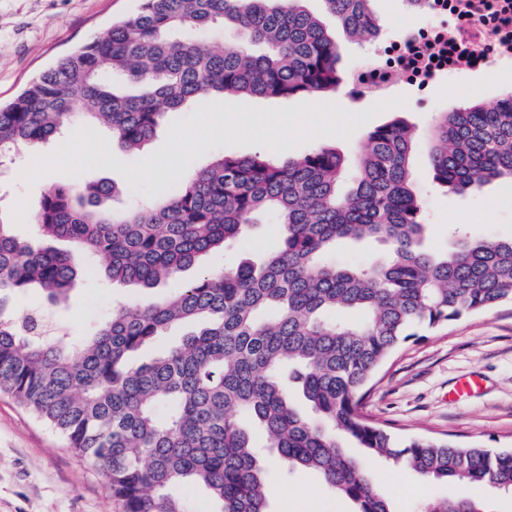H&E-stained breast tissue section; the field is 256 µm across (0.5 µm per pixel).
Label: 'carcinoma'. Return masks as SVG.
<instances>
[{
	"mask_svg": "<svg viewBox=\"0 0 512 512\" xmlns=\"http://www.w3.org/2000/svg\"><path fill=\"white\" fill-rule=\"evenodd\" d=\"M305 0H143L131 18L44 71L0 108V152L48 142L77 118L126 151L145 148L168 111L234 94L290 99L336 90L335 37ZM335 26L375 35L373 0H322ZM217 26L240 42L209 46ZM428 148L433 178L463 194L512 180V91L435 118L425 139L402 120L370 132L355 160L323 145L299 159L220 155L147 204L109 212L137 186L54 185L35 213L41 237L0 223V392L12 395L104 470L122 512H189L175 489L203 488L212 512H269L267 460L320 474L355 512H394L362 463L384 457L444 483L512 491V448H458L395 437L363 413L376 372L420 328L512 303V238L457 234L446 253L423 246L427 225L411 155ZM283 226L261 261L224 266L169 296L119 308L79 341L37 336L6 311L30 287L67 298L82 273L151 289L235 245L257 216ZM376 240L383 260L333 259L344 240ZM103 259L104 269L81 267ZM187 331L174 343L162 339ZM309 408L307 415L303 408ZM427 512H485L471 499Z\"/></svg>",
	"mask_w": 512,
	"mask_h": 512,
	"instance_id": "cac0c4a2",
	"label": "carcinoma"
}]
</instances>
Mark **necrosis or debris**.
Instances as JSON below:
<instances>
[{
	"mask_svg": "<svg viewBox=\"0 0 512 512\" xmlns=\"http://www.w3.org/2000/svg\"><path fill=\"white\" fill-rule=\"evenodd\" d=\"M418 23L394 38L375 39L352 69L354 99L374 100L405 85L418 92L448 77H481L486 87L512 70V0H418Z\"/></svg>",
	"mask_w": 512,
	"mask_h": 512,
	"instance_id": "1",
	"label": "necrosis or debris"
}]
</instances>
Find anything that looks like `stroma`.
Wrapping results in <instances>:
<instances>
[{"mask_svg":"<svg viewBox=\"0 0 512 512\" xmlns=\"http://www.w3.org/2000/svg\"><path fill=\"white\" fill-rule=\"evenodd\" d=\"M140 0H0V104L12 101L37 75L92 38L113 20L136 13ZM512 89V76L493 91L477 92L455 78L437 86L432 108L415 105L409 91L358 104L344 90L311 98L215 97L205 106L187 104L167 113L143 151L131 155L109 147L106 130L73 121L63 134L38 148H20L0 159V221L15 235H36V205L52 185L100 180L135 181L140 193L184 182L192 168L207 166L220 154H262L288 159L330 144L346 158L375 128L402 119L426 132L440 112L472 101L495 105ZM162 158L152 173L144 167ZM412 188L422 200L427 234L424 246L445 252L455 228L476 237H512V183L501 182L463 195L433 180L425 148L411 159ZM461 215L470 223L458 224ZM171 281L153 289L124 286L106 278L80 279L69 300L50 304L32 288L18 294V316L37 310L59 334L79 339L106 321L120 305L135 306L174 292ZM482 385L468 399L448 392L466 377ZM364 413L397 437L422 435L461 448H512V304L469 315L431 331H420L379 371ZM365 460L369 477L392 501L396 512H418L426 501L445 500L452 485L425 481L415 472L380 457ZM271 512H354L314 472L267 466ZM0 512H122L100 469L75 453L65 439L8 394L0 393Z\"/></svg>","mask_w":512,"mask_h":512,"instance_id":"stroma-1","label":"stroma"}]
</instances>
